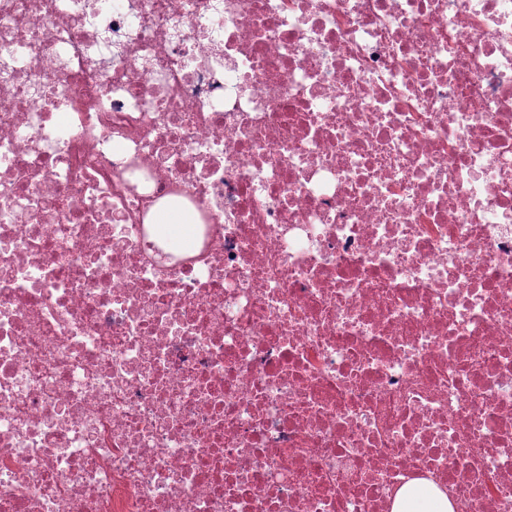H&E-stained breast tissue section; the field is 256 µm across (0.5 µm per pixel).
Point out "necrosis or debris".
<instances>
[{"label":"necrosis or debris","instance_id":"4bbe7bcc","mask_svg":"<svg viewBox=\"0 0 512 512\" xmlns=\"http://www.w3.org/2000/svg\"><path fill=\"white\" fill-rule=\"evenodd\" d=\"M413 482L512 512V0H0V512ZM153 224H157L159 237L168 240L176 247H186L191 243L193 216L185 211L159 209L155 212Z\"/></svg>","mask_w":512,"mask_h":512}]
</instances>
